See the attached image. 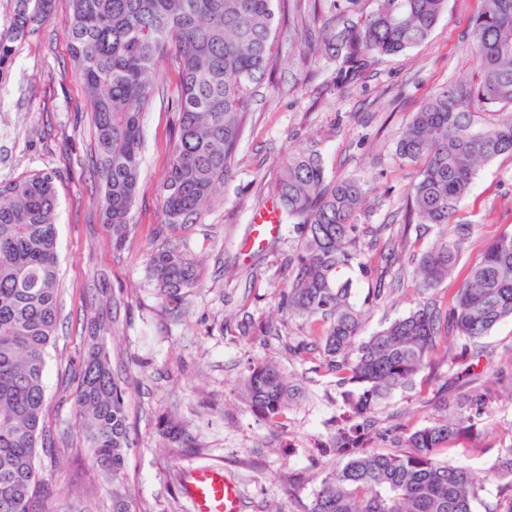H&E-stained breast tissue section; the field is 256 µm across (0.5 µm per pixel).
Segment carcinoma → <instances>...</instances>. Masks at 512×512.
<instances>
[{
    "instance_id": "obj_1",
    "label": "carcinoma",
    "mask_w": 512,
    "mask_h": 512,
    "mask_svg": "<svg viewBox=\"0 0 512 512\" xmlns=\"http://www.w3.org/2000/svg\"><path fill=\"white\" fill-rule=\"evenodd\" d=\"M54 2L15 0L8 26L0 29V75L12 65L17 43L45 25ZM275 2L68 0L70 53L96 141L99 206L117 251L132 230L153 75L166 58L178 67L162 223L146 257L148 280L176 317L201 273L173 233L194 223L232 174L255 89L273 68ZM446 7L447 0H373L359 20L338 19L322 37L339 61L338 81L351 82L372 53L394 55L425 41ZM471 45L478 79L463 75L427 98L397 142L401 157L423 161L409 192L410 214L437 227L435 241L417 256L420 288L431 295L415 310L361 337L351 273L375 266V257L373 246L362 242L367 227L356 223L365 205L358 181L328 179L321 157L302 152L288 157L276 185L279 207L299 234L286 261L281 309L323 325L316 335L289 343L288 353L318 361L344 389L347 408L334 434L342 460L320 479L306 512H473L481 490L469 463L439 457L462 436L481 442L477 399L466 414L413 429L407 452L368 447L376 408L431 368L439 340L461 336L476 343L512 318V231L468 267L449 306L436 293L470 238L471 225L452 220L478 168L512 156V0H482ZM56 180V172L41 170L0 181V512H40L44 477L37 459L67 439L50 434L43 420L46 355L59 309ZM83 321L89 336L75 392L82 443L112 483V512H136L127 474L128 377L114 369L104 343L113 321L94 299ZM241 392L259 420L280 427L300 385L278 363L264 360L248 368ZM159 427L172 447H194L174 417L160 418ZM491 471L502 481L503 512H512V444Z\"/></svg>"
}]
</instances>
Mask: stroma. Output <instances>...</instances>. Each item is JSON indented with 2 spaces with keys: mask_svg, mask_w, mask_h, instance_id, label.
<instances>
[{
  "mask_svg": "<svg viewBox=\"0 0 512 512\" xmlns=\"http://www.w3.org/2000/svg\"><path fill=\"white\" fill-rule=\"evenodd\" d=\"M345 0H291L274 48L280 63L258 89L247 116L232 176L201 219L179 231L201 267L185 312L173 320L145 273V258L162 220L159 190L168 169L171 110L179 83L175 62H160L158 95L143 117L141 187L131 213L133 230L122 251L101 222L91 159L94 134L82 84L70 61V15L57 0L47 24L26 37L13 66L0 77V181L36 170L59 177L57 224L61 300L56 342L46 364L44 423L68 433V443L42 457L45 512H112V486L96 472L80 444L74 395L82 353L80 311L90 294L117 304V323L104 342L129 372L126 390L131 451L128 477L138 512H190L185 482L198 469L224 472L239 487L243 512H305L318 484L313 476L339 462L333 435L342 418L343 391L313 364L289 356L288 339L311 328L279 308L284 260L298 234L280 215V234L246 249L251 219L271 206L289 155L317 151L328 178L360 180L366 207L357 221L375 230L378 245L406 241V257L384 275L355 272L352 295L371 335L407 314L422 294L409 255L424 251L435 230L407 221L406 198L419 168L396 145L412 115L434 92L475 70L470 32L481 0H447L430 36L403 53L373 56L343 90L336 61L315 49L325 19L343 15ZM458 218L472 235L451 280L438 295L450 300L469 263L503 232L512 231V156L477 171ZM480 359L452 337L436 352L428 379L396 392L377 410L380 433L371 448L392 451L414 428L466 411L484 397L481 444L463 437L442 457L468 461L482 480L474 512H497L498 482L488 470L499 449L512 445V319L480 340ZM276 360L297 374L306 396L282 427L260 423L239 395L249 363ZM184 421L198 447H167L159 414Z\"/></svg>",
  "mask_w": 512,
  "mask_h": 512,
  "instance_id": "1",
  "label": "stroma"
}]
</instances>
